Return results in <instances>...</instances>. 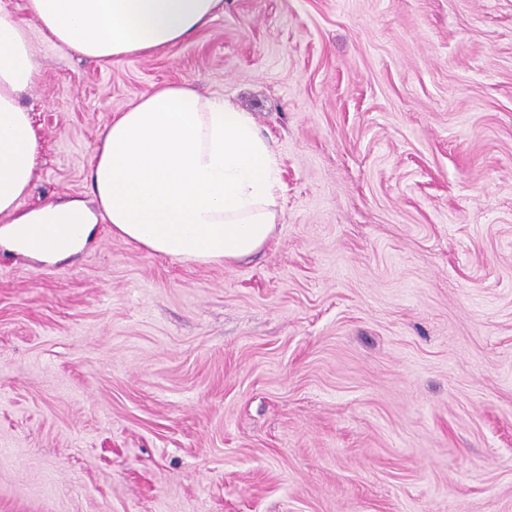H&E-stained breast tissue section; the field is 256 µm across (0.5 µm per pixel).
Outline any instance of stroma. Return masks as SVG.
<instances>
[{
    "mask_svg": "<svg viewBox=\"0 0 512 512\" xmlns=\"http://www.w3.org/2000/svg\"><path fill=\"white\" fill-rule=\"evenodd\" d=\"M31 40L26 208L88 197L115 113H251L274 237L224 266L97 227L0 250V512H512V0H224L105 64Z\"/></svg>",
    "mask_w": 512,
    "mask_h": 512,
    "instance_id": "stroma-1",
    "label": "stroma"
}]
</instances>
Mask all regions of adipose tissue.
<instances>
[{
	"label": "adipose tissue",
	"instance_id": "obj_1",
	"mask_svg": "<svg viewBox=\"0 0 512 512\" xmlns=\"http://www.w3.org/2000/svg\"><path fill=\"white\" fill-rule=\"evenodd\" d=\"M0 0V248L53 265L84 250L99 223L179 262L231 265L261 250L278 219L273 150L250 113L186 84L153 87L106 125L86 180L92 201L22 208L39 145L19 97L40 74L31 29L103 63L186 41L224 0Z\"/></svg>",
	"mask_w": 512,
	"mask_h": 512
}]
</instances>
